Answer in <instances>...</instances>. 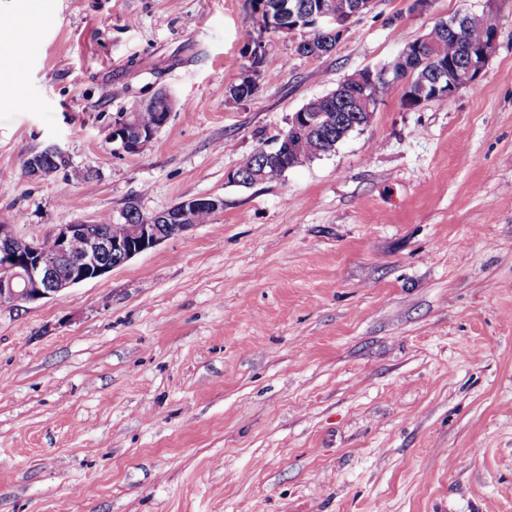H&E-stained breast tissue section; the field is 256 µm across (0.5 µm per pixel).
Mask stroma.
<instances>
[{
    "mask_svg": "<svg viewBox=\"0 0 512 512\" xmlns=\"http://www.w3.org/2000/svg\"><path fill=\"white\" fill-rule=\"evenodd\" d=\"M0 0V222L23 237L223 197L99 279L0 308V512H512V0H377L336 48L251 0ZM457 14L487 66L250 188L289 117ZM269 41L256 92L228 89ZM139 154L112 124L158 91ZM70 167L34 179L50 143ZM160 100L161 104L155 101L148 104L150 109L158 113L146 109L141 105L133 110L141 126L146 129L152 128L155 125L157 114V125L153 129L144 130L140 128L134 115L131 113H127L119 122L112 124V128L107 137L109 142L115 145L116 150L121 153L133 155L141 153L148 146L156 133L164 127L171 118L174 106L173 100L166 93H164V96ZM46 149L47 150H45L44 152L39 151L29 157V161L27 164V173L29 176L40 179V177L42 176V169L46 153L50 160L55 162H57L58 160L60 163L63 164H60V169L68 167L69 157L61 147H59L58 145H49Z\"/></svg>",
    "mask_w": 512,
    "mask_h": 512,
    "instance_id": "35a3bbf8",
    "label": "stroma"
}]
</instances>
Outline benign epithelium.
<instances>
[{
	"label": "benign epithelium",
	"mask_w": 512,
	"mask_h": 512,
	"mask_svg": "<svg viewBox=\"0 0 512 512\" xmlns=\"http://www.w3.org/2000/svg\"><path fill=\"white\" fill-rule=\"evenodd\" d=\"M253 3L263 26L269 30L288 34L314 28L339 41L351 20L371 10L375 0H352L342 14H331L324 7L308 12L297 0H253ZM470 24L490 27L489 38L470 55L466 65L451 63L437 78L434 92L449 99L479 77L497 42L498 28L489 26L488 17L472 15ZM382 79L384 75L370 69L350 77L353 86L364 90L379 87ZM149 108L157 112V125L152 129L140 128L131 113L112 124L108 140L116 150L131 155L141 153L170 120L173 100L166 94L161 103L150 102ZM333 125L334 118L322 112L302 109L293 113L288 119V131L277 138L275 145L256 152L259 165L245 166L233 172L231 182L251 187L265 182L278 171L279 156L294 137L309 133L322 135ZM46 158L59 161L65 168L69 165L67 153L57 145H49L47 150L29 157L28 175L41 177ZM201 209L215 213L222 211L224 198L206 195L183 199L173 208L158 213V223L148 219L143 224H126L124 232L117 236L104 233L92 220L78 219L70 224H60L47 236L54 243L50 249L43 246L41 239L18 236L13 225L3 222L0 224V306L56 297L76 285L101 278L135 256L194 229ZM75 241L81 244L78 253L72 249Z\"/></svg>",
	"instance_id": "benign-epithelium-1"
}]
</instances>
